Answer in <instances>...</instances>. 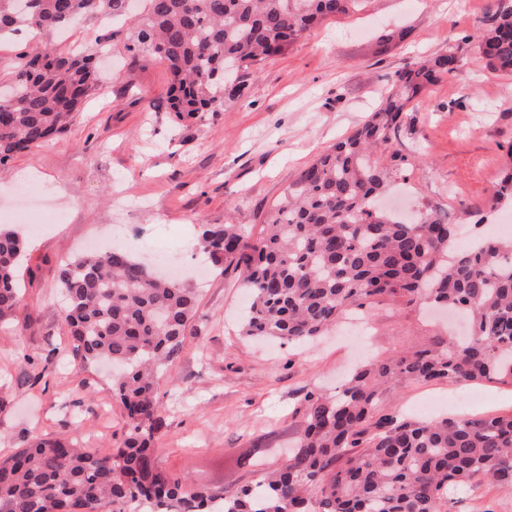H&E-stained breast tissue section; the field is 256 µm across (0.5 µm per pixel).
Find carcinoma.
<instances>
[{
  "mask_svg": "<svg viewBox=\"0 0 512 512\" xmlns=\"http://www.w3.org/2000/svg\"><path fill=\"white\" fill-rule=\"evenodd\" d=\"M131 0H0V42L25 28L42 36L100 14L130 12ZM364 0H146L136 17L138 50L170 73L171 109L224 111L271 57L328 18ZM102 43L23 55L0 86V164L64 133L95 90ZM477 51L494 72L512 75V7L483 29ZM463 68L452 48L395 72L391 93L369 120L323 150L263 217L253 241L234 224L201 233L203 252L240 272L250 295L241 333L288 344L323 335L365 300L417 299L470 313L460 346L394 356L356 371L334 395L305 393L304 425L288 456L251 487L199 486L157 462L164 426L162 367L190 332L197 293L156 278L122 250L63 262L69 339L62 353L82 365L118 368L113 395L125 433L107 456L61 436H35L0 461V512H101L127 504L155 512H442L448 489L489 480L512 485V413L437 421L382 414L384 392L407 382L496 380L512 384V243L485 239L454 254L452 227L427 208L412 219L377 198L389 171L372 161L407 107ZM25 243L0 227V322L20 301Z\"/></svg>",
  "mask_w": 512,
  "mask_h": 512,
  "instance_id": "carcinoma-1",
  "label": "carcinoma"
}]
</instances>
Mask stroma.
<instances>
[{
    "mask_svg": "<svg viewBox=\"0 0 512 512\" xmlns=\"http://www.w3.org/2000/svg\"><path fill=\"white\" fill-rule=\"evenodd\" d=\"M512 0H366L324 22L262 68L246 97L223 112H172L164 62L138 51L134 20L89 18L55 42L59 51L105 41L99 87L68 129L0 167V225L27 241L21 302L0 323V459L45 434L111 452L125 414L109 370L58 355L66 337L57 269L87 240L164 267L199 288L191 333L168 364L160 397L165 425L158 464L214 488L240 490L276 467L304 423L311 389L336 392L366 359H386L468 335L462 317L423 304L365 303L370 345L358 352L343 329L303 349L242 336L249 298L238 274L215 266L198 284L193 262L204 228L235 224L258 238L261 220L315 156L362 124L394 73L418 56L459 48L462 72L422 93L376 156L392 172L386 196L406 193L414 211L456 215L462 235L512 230V199L492 193L512 161V77L479 56L481 26ZM472 417L512 412L498 382L407 383L385 393L382 412ZM255 449V464L235 465ZM443 512H512V490L481 482L452 488Z\"/></svg>",
    "mask_w": 512,
    "mask_h": 512,
    "instance_id": "obj_1",
    "label": "stroma"
}]
</instances>
